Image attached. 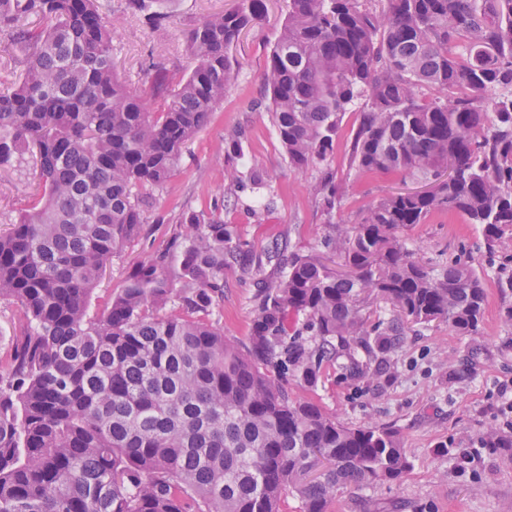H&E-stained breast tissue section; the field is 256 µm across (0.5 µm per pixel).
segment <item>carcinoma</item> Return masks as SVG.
Segmentation results:
<instances>
[{"label":"carcinoma","mask_w":512,"mask_h":512,"mask_svg":"<svg viewBox=\"0 0 512 512\" xmlns=\"http://www.w3.org/2000/svg\"><path fill=\"white\" fill-rule=\"evenodd\" d=\"M169 0H127L166 23ZM263 74L270 120L293 168L328 165L343 117L364 99L351 142L359 174L432 188L392 193L323 244L339 272L278 245L256 283L247 343L211 321L224 266L252 254L215 213L197 233L136 263L90 311L112 258L145 224L147 191L178 169L235 80L231 46L266 0H238L184 33L197 64L181 78L152 64L150 92L112 66L100 0H0L4 50L22 78L0 94V166L30 155L42 193L0 233V299L20 336L0 372V512H330L339 490L398 483L411 468L397 431L348 427L292 385L315 391L339 369L385 365L389 335L434 322L479 331L483 277L434 265L399 233L439 212L512 254V0H285ZM45 24L25 28L22 18ZM433 88L439 96H425ZM331 217L344 188L313 187ZM370 299L396 322H369ZM178 302L179 312L166 306ZM486 448H512L495 427Z\"/></svg>","instance_id":"1"}]
</instances>
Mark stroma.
<instances>
[{"mask_svg":"<svg viewBox=\"0 0 512 512\" xmlns=\"http://www.w3.org/2000/svg\"><path fill=\"white\" fill-rule=\"evenodd\" d=\"M116 25L112 62L118 76L134 91L149 87L152 63L172 72L192 68L183 38L185 29L222 13L235 0H170L171 19L161 26L127 10L126 0H100ZM264 16L245 31L232 49L239 62L235 81L210 124L189 144L181 164L163 189L152 191L141 235L114 257L96 289L104 303L120 288L133 264L151 258L174 235L195 234L188 214L218 206L225 224L247 242L254 260L224 269V300L214 314L226 337L245 340L257 280L276 272L262 261L273 244L327 257L322 245L328 221L354 223L359 214L393 192L419 190V183L393 175L360 176L347 162L358 106H350L336 154L328 168H289L264 111L263 83L267 55L284 23L282 0H266ZM243 134L241 153L227 155L225 145ZM236 169L242 179L263 173L257 189H237L225 177ZM346 182V195L334 218H327L310 187L324 170ZM41 187L32 172L0 167V232L7 231ZM273 198L264 222L254 211ZM402 238L430 263L455 260L473 265L486 281L487 298L477 334L459 335L450 325L417 326L399 336L385 374L351 380L341 376L318 387L316 397L331 415L351 427L396 429L412 461L400 483L341 491L332 512H512V456L481 447L479 435L489 425L512 420L504 412L501 386L512 387V324L505 312L512 295L498 286L499 259L490 254L478 226L453 212L433 215L427 223L403 231ZM454 446L450 455L436 451L440 442Z\"/></svg>","mask_w":512,"mask_h":512,"instance_id":"obj_1","label":"stroma"}]
</instances>
